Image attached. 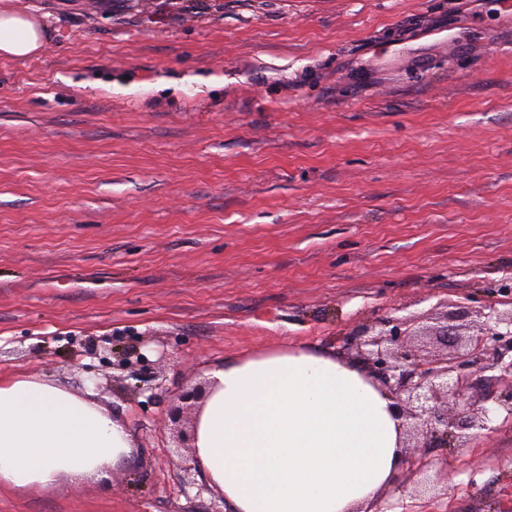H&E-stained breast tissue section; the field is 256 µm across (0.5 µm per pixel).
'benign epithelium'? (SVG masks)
Returning <instances> with one entry per match:
<instances>
[{
  "label": "benign epithelium",
  "mask_w": 512,
  "mask_h": 512,
  "mask_svg": "<svg viewBox=\"0 0 512 512\" xmlns=\"http://www.w3.org/2000/svg\"><path fill=\"white\" fill-rule=\"evenodd\" d=\"M357 354L368 373L393 397L405 435L414 447L464 448L473 431L488 428L490 410L466 407L455 416L448 405L469 400L474 370L498 368L500 381L511 380L504 392L508 417L512 418V289L503 286L482 309L465 305L444 315V323L421 326L411 317L367 321L350 333ZM414 336H429L444 352L425 354L412 344ZM207 387H187L173 398L171 416L199 409Z\"/></svg>",
  "instance_id": "1"
}]
</instances>
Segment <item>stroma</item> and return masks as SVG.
<instances>
[{
  "label": "stroma",
  "instance_id": "obj_1",
  "mask_svg": "<svg viewBox=\"0 0 512 512\" xmlns=\"http://www.w3.org/2000/svg\"><path fill=\"white\" fill-rule=\"evenodd\" d=\"M500 0H17L0 58V377L93 388L135 448L0 512H222L166 448L224 360L512 281V19ZM140 355L137 375L119 367ZM400 469L394 512H512V421ZM13 5L0 6V57L26 60L43 50L50 28L44 20ZM207 385L203 387H199L198 385L189 388L187 387L174 396L170 410L173 420H176L180 416L182 417L185 409H196V415L200 408V404L207 394Z\"/></svg>",
  "mask_w": 512,
  "mask_h": 512
}]
</instances>
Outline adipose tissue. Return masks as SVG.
I'll use <instances>...</instances> for the list:
<instances>
[{
    "mask_svg": "<svg viewBox=\"0 0 512 512\" xmlns=\"http://www.w3.org/2000/svg\"><path fill=\"white\" fill-rule=\"evenodd\" d=\"M49 37L45 21L0 6V57L32 58ZM209 381L193 459L224 512H372L401 466L394 401L358 361L277 350L225 361ZM132 448L91 396L27 374L0 380V484L46 493Z\"/></svg>",
    "mask_w": 512,
    "mask_h": 512,
    "instance_id": "obj_1",
    "label": "adipose tissue"
}]
</instances>
